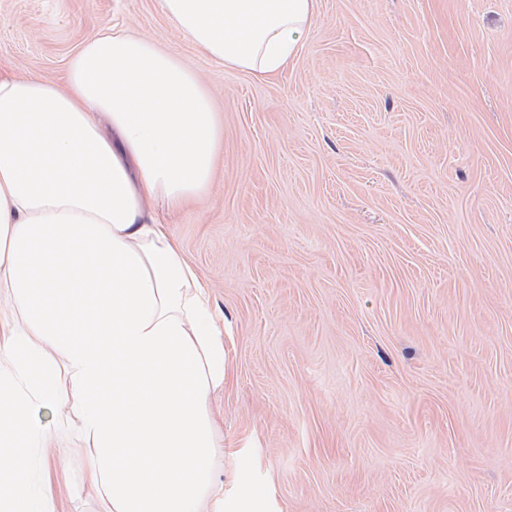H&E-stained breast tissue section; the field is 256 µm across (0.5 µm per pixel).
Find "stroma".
Returning <instances> with one entry per match:
<instances>
[{
	"label": "stroma",
	"mask_w": 512,
	"mask_h": 512,
	"mask_svg": "<svg viewBox=\"0 0 512 512\" xmlns=\"http://www.w3.org/2000/svg\"><path fill=\"white\" fill-rule=\"evenodd\" d=\"M112 26L210 89L209 195L159 223L224 322L215 471L256 512H512V0H318L272 80L156 0H0V65L60 81ZM55 512H104L45 415Z\"/></svg>",
	"instance_id": "35a3bbf8"
}]
</instances>
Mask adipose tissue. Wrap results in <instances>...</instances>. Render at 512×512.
Instances as JSON below:
<instances>
[{
    "label": "adipose tissue",
    "instance_id": "obj_1",
    "mask_svg": "<svg viewBox=\"0 0 512 512\" xmlns=\"http://www.w3.org/2000/svg\"><path fill=\"white\" fill-rule=\"evenodd\" d=\"M225 68L273 79L297 59L318 0H157ZM224 128L200 77L114 28L64 84L0 73V512H55L35 448L60 410L56 361L91 441L106 512H229L209 410L224 324L156 205L205 198Z\"/></svg>",
    "mask_w": 512,
    "mask_h": 512
}]
</instances>
